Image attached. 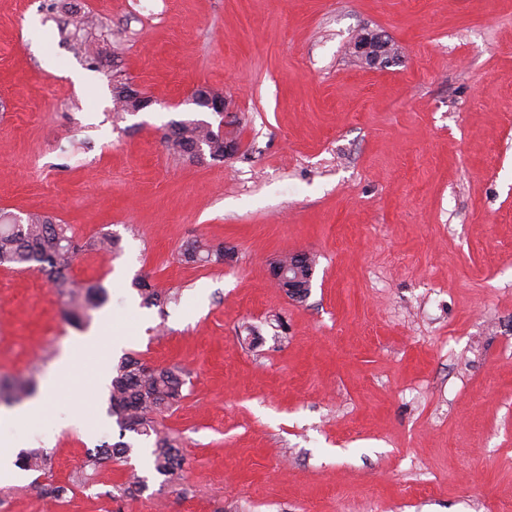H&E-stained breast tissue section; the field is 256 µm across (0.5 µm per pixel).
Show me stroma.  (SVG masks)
<instances>
[{
    "label": "stroma",
    "mask_w": 512,
    "mask_h": 512,
    "mask_svg": "<svg viewBox=\"0 0 512 512\" xmlns=\"http://www.w3.org/2000/svg\"><path fill=\"white\" fill-rule=\"evenodd\" d=\"M94 55L59 34L73 2ZM0 0V209L107 231L70 275L102 284L88 326L52 282L0 266V377H44L107 316L124 355L186 374L160 418L185 480L121 433L107 394L60 431L0 512H500L512 503V0ZM385 33L396 62L353 40ZM151 100L113 110V78ZM231 102L240 150L169 152L171 122ZM223 245L188 263L193 241ZM316 255L311 292L272 282ZM144 277L171 292L144 307ZM125 440L129 457L77 471ZM143 481L128 499L129 475ZM67 486L60 502L41 486ZM183 257L187 262H212L213 257L215 262H221L224 261V246L214 249L203 247L196 241L184 250ZM306 256L307 254L305 252H295L291 254V259L288 261V254H285L280 257V262L288 267V288L284 289L286 294L289 296L292 293H299L300 289L303 288V292L305 293L300 298L305 297L310 288H311V280L306 279L309 277V274L311 272V269L315 271L316 261L314 257H311L308 255V265L309 266L306 269V272H303V285H307V288H304L305 286L300 285V271L303 269V267L307 264L306 263ZM282 264L275 263L271 268L272 277L276 284H279L280 282H284L286 280V267Z\"/></svg>",
    "instance_id": "stroma-1"
}]
</instances>
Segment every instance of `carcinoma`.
<instances>
[{
	"label": "carcinoma",
	"instance_id": "carcinoma-1",
	"mask_svg": "<svg viewBox=\"0 0 512 512\" xmlns=\"http://www.w3.org/2000/svg\"><path fill=\"white\" fill-rule=\"evenodd\" d=\"M165 142L179 156L190 155L201 144L207 147L211 158L224 159V141L211 135L204 120L174 122ZM81 252L82 245L70 225L38 214H29L21 221L0 211V266L33 269L48 276L63 297L66 321L76 326L89 319L90 311L100 305L103 294V288L96 283L78 287L69 280L67 272ZM183 257L187 262H221L224 247L214 249L195 242L184 250ZM134 287L146 306L168 300L166 293L145 278L135 281ZM184 384L183 370L177 366H150L126 357L112 369L108 416L116 418L120 436L129 431L153 440L154 469L164 476V482L172 485L183 480L184 458L177 441L158 428L157 415L179 403ZM36 392L37 382L32 377L16 383L0 380V404L12 406ZM131 451L132 446L123 441L103 445L87 454L83 467L97 468L108 454L118 462ZM16 464L25 471L43 472L48 466V455L42 448L24 450Z\"/></svg>",
	"mask_w": 512,
	"mask_h": 512
}]
</instances>
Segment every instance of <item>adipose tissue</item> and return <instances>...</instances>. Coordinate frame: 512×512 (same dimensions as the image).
I'll list each match as a JSON object with an SVG mask.
<instances>
[{
    "instance_id": "1",
    "label": "adipose tissue",
    "mask_w": 512,
    "mask_h": 512,
    "mask_svg": "<svg viewBox=\"0 0 512 512\" xmlns=\"http://www.w3.org/2000/svg\"><path fill=\"white\" fill-rule=\"evenodd\" d=\"M131 339L121 327L111 332L94 330L80 336L67 347L46 375L38 397L24 407L0 411V422L9 423L18 430L27 432L33 440L48 442L45 422H52L57 428L83 423L85 408L77 397L82 384L75 373L82 363L84 354L97 357L94 385H101L106 379L114 352Z\"/></svg>"
}]
</instances>
